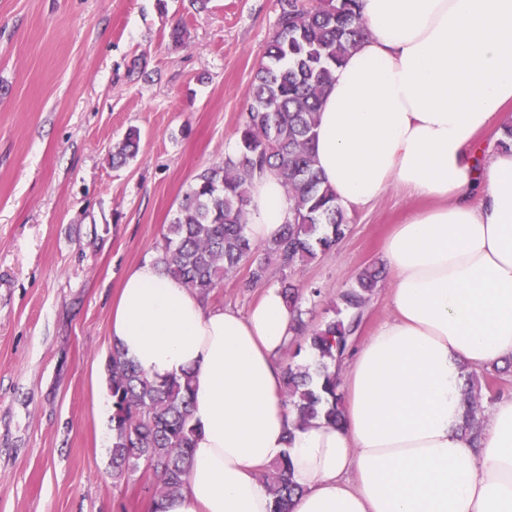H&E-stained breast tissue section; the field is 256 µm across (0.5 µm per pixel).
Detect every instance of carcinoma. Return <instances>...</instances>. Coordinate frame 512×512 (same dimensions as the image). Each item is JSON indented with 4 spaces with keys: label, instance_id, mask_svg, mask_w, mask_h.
Listing matches in <instances>:
<instances>
[{
    "label": "carcinoma",
    "instance_id": "cac0c4a2",
    "mask_svg": "<svg viewBox=\"0 0 512 512\" xmlns=\"http://www.w3.org/2000/svg\"><path fill=\"white\" fill-rule=\"evenodd\" d=\"M278 12L265 61L256 70L247 116L239 128L237 153L198 174L183 194L163 235L156 261L200 296L221 287L224 274L248 267L249 283H264L270 259L284 272L335 248L350 232V218L324 186L312 156L319 112L333 71L364 33L358 0H277ZM140 132L129 130L112 150V165L137 157ZM279 178L292 217L280 235L258 244L246 234L247 196L253 179L265 173ZM381 271L366 268L344 289L335 316L312 324L307 305L317 288L305 289L283 278L280 292L294 313L293 356L311 353L306 365L288 364L284 386L296 423L322 419L342 423L340 379L330 363L349 353ZM112 398V478L124 481L145 466L161 475L155 498L183 487L190 471L195 428L191 422V379L151 381L117 348L106 363ZM482 380L466 373L463 429L477 439L482 431ZM263 479L274 496L273 512H288L299 488L291 480L290 461L267 468Z\"/></svg>",
    "mask_w": 512,
    "mask_h": 512
}]
</instances>
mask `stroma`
Masks as SVG:
<instances>
[{"mask_svg": "<svg viewBox=\"0 0 512 512\" xmlns=\"http://www.w3.org/2000/svg\"><path fill=\"white\" fill-rule=\"evenodd\" d=\"M277 0H0V512H149L158 479L114 483L104 363L125 272L156 258L194 177L234 154ZM186 30L174 45L175 25ZM138 129L136 159L112 147ZM424 199L390 189L293 277L313 323L385 261ZM246 268L212 304L248 312Z\"/></svg>", "mask_w": 512, "mask_h": 512, "instance_id": "stroma-1", "label": "stroma"}]
</instances>
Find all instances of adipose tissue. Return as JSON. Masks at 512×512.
Returning <instances> with one entry per match:
<instances>
[{
  "instance_id": "1",
  "label": "adipose tissue",
  "mask_w": 512,
  "mask_h": 512,
  "mask_svg": "<svg viewBox=\"0 0 512 512\" xmlns=\"http://www.w3.org/2000/svg\"><path fill=\"white\" fill-rule=\"evenodd\" d=\"M365 34L319 112L315 165L345 210L391 186L432 199L384 245L391 316L342 361L343 424L298 428L280 354L279 289L248 312L210 304L153 260L126 272L113 345L151 380L190 376L189 476L157 512H273L263 467L289 457L290 512H512V400L479 443L461 428V369L512 358V152L476 136L512 102V0H360ZM480 204H473V195ZM248 236L291 218L255 178Z\"/></svg>"
}]
</instances>
